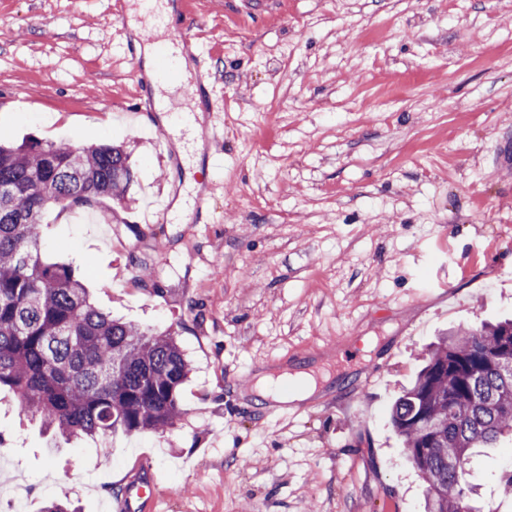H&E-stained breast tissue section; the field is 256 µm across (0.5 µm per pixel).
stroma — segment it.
<instances>
[{"label":"stroma","instance_id":"obj_1","mask_svg":"<svg viewBox=\"0 0 512 512\" xmlns=\"http://www.w3.org/2000/svg\"><path fill=\"white\" fill-rule=\"evenodd\" d=\"M160 2L0 0V137L130 153L132 200L48 210L42 252L99 309L176 332L185 414L69 443L2 406L0 485L29 512H113L146 462L153 512H423L390 405L449 328L512 317V0H187L222 114L203 145L224 156L195 176L196 224L170 212L178 95L166 126L131 109L151 90L122 24L151 29ZM279 366L317 392L272 414L254 385ZM510 463L512 440L475 449L484 512H512Z\"/></svg>","mask_w":512,"mask_h":512}]
</instances>
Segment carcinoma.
I'll return each mask as SVG.
<instances>
[{
	"label": "carcinoma",
	"mask_w": 512,
	"mask_h": 512,
	"mask_svg": "<svg viewBox=\"0 0 512 512\" xmlns=\"http://www.w3.org/2000/svg\"><path fill=\"white\" fill-rule=\"evenodd\" d=\"M136 181L118 145L0 142V393L68 441L162 434L183 414L190 368L174 334L100 311L70 266L41 253L49 208L119 204ZM391 425L426 512H483L464 474L472 449L512 437V319L441 338Z\"/></svg>",
	"instance_id": "obj_1"
}]
</instances>
